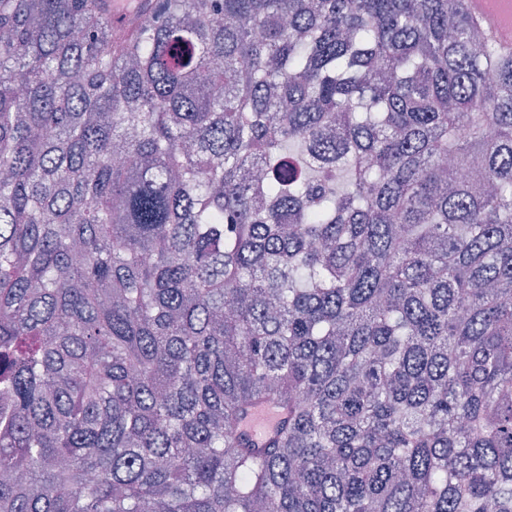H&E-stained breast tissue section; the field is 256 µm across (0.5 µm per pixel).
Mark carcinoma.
I'll return each instance as SVG.
<instances>
[{
    "label": "carcinoma",
    "mask_w": 512,
    "mask_h": 512,
    "mask_svg": "<svg viewBox=\"0 0 512 512\" xmlns=\"http://www.w3.org/2000/svg\"><path fill=\"white\" fill-rule=\"evenodd\" d=\"M492 509L512 53L462 0H0V512ZM278 422L277 417L258 411L252 420L245 427V433L248 434L256 444H261L263 440L271 434Z\"/></svg>",
    "instance_id": "1"
}]
</instances>
